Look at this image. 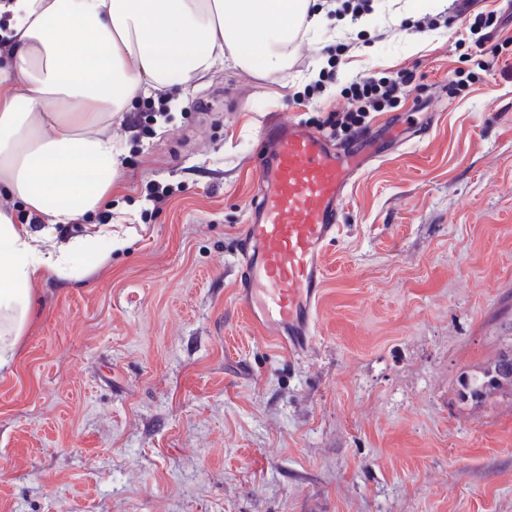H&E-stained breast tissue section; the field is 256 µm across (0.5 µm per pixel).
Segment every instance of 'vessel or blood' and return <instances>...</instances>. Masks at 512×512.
I'll list each match as a JSON object with an SVG mask.
<instances>
[{"label": "vessel or blood", "instance_id": "vessel-or-blood-1", "mask_svg": "<svg viewBox=\"0 0 512 512\" xmlns=\"http://www.w3.org/2000/svg\"><path fill=\"white\" fill-rule=\"evenodd\" d=\"M370 158L362 143L341 146L281 116L262 130L238 284L252 327L294 356H305L312 344L326 248Z\"/></svg>", "mask_w": 512, "mask_h": 512}]
</instances>
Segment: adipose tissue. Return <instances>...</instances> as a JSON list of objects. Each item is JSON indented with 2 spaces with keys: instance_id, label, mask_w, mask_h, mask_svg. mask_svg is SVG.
I'll return each instance as SVG.
<instances>
[{
  "instance_id": "1",
  "label": "adipose tissue",
  "mask_w": 512,
  "mask_h": 512,
  "mask_svg": "<svg viewBox=\"0 0 512 512\" xmlns=\"http://www.w3.org/2000/svg\"><path fill=\"white\" fill-rule=\"evenodd\" d=\"M317 0H0L10 16L0 60V197L45 217L18 223L0 205V369L23 334L31 285L105 264L123 246L111 225L60 242L58 228L107 205L120 151L110 128L133 99L179 92L220 65L272 71Z\"/></svg>"
}]
</instances>
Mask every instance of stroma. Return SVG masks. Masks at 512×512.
Wrapping results in <instances>:
<instances>
[{"label": "stroma", "mask_w": 512, "mask_h": 512, "mask_svg": "<svg viewBox=\"0 0 512 512\" xmlns=\"http://www.w3.org/2000/svg\"><path fill=\"white\" fill-rule=\"evenodd\" d=\"M459 6L433 0L419 32L401 0H370V26L327 13L340 40L298 38L279 71L216 68L167 112L132 101L111 206L60 230L128 244L35 282L0 373V512H512V393L463 394L512 347V44H459ZM412 66L368 126L425 134L350 186L293 358L238 302L261 127L320 130L352 76ZM456 70L474 76L459 94Z\"/></svg>", "instance_id": "35a3bbf8"}]
</instances>
